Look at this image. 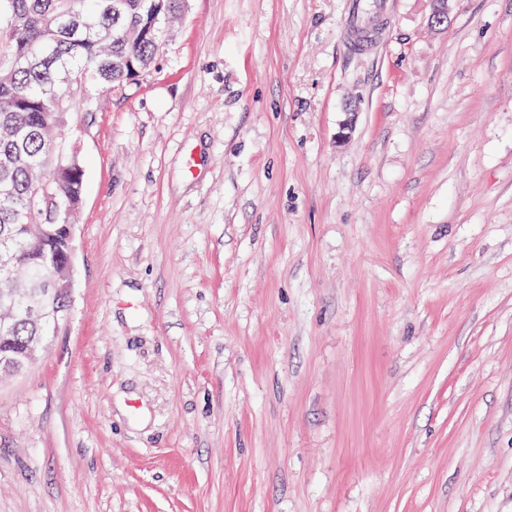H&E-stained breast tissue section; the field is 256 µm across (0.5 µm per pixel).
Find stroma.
I'll use <instances>...</instances> for the list:
<instances>
[{
	"instance_id": "35a3bbf8",
	"label": "stroma",
	"mask_w": 512,
	"mask_h": 512,
	"mask_svg": "<svg viewBox=\"0 0 512 512\" xmlns=\"http://www.w3.org/2000/svg\"><path fill=\"white\" fill-rule=\"evenodd\" d=\"M186 0L106 89L0 512H512V0ZM394 0H347L346 19L349 23L364 24L375 14L385 11L391 14Z\"/></svg>"
}]
</instances>
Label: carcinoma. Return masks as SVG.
I'll list each match as a JSON object with an SVG mask.
<instances>
[{
    "label": "carcinoma",
    "mask_w": 512,
    "mask_h": 512,
    "mask_svg": "<svg viewBox=\"0 0 512 512\" xmlns=\"http://www.w3.org/2000/svg\"><path fill=\"white\" fill-rule=\"evenodd\" d=\"M183 0H0V311L66 258L64 225L83 205V164L69 133L67 87H120L146 71ZM50 177L54 195L39 196ZM64 325L23 313L0 322V356Z\"/></svg>",
    "instance_id": "cac0c4a2"
}]
</instances>
